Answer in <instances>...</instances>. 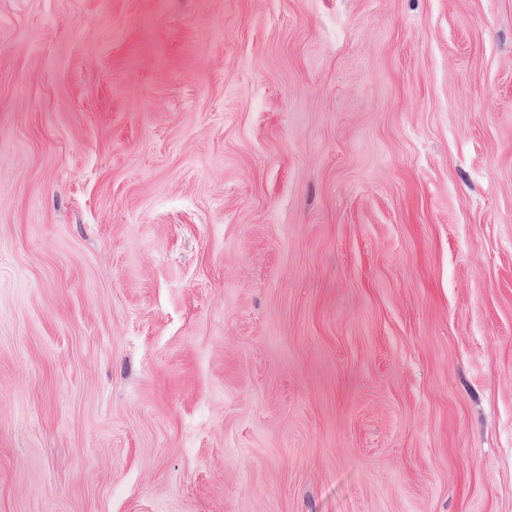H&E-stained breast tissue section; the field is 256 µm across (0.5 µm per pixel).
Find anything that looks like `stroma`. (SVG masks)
<instances>
[{"instance_id":"stroma-1","label":"stroma","mask_w":512,"mask_h":512,"mask_svg":"<svg viewBox=\"0 0 512 512\" xmlns=\"http://www.w3.org/2000/svg\"><path fill=\"white\" fill-rule=\"evenodd\" d=\"M0 512H512V0H0Z\"/></svg>"}]
</instances>
